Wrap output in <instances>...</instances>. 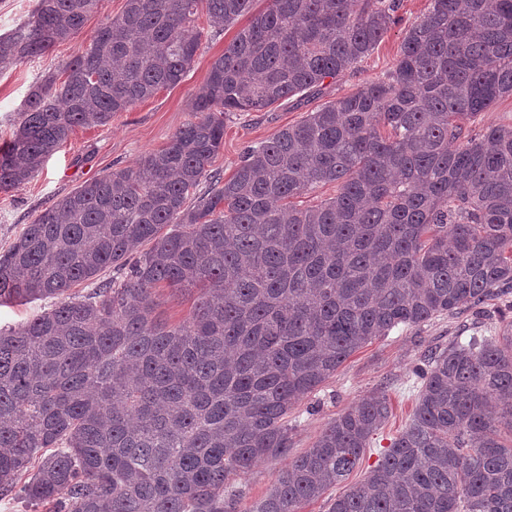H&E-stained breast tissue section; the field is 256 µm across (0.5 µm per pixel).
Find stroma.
I'll return each instance as SVG.
<instances>
[{
  "instance_id": "obj_1",
  "label": "stroma",
  "mask_w": 512,
  "mask_h": 512,
  "mask_svg": "<svg viewBox=\"0 0 512 512\" xmlns=\"http://www.w3.org/2000/svg\"><path fill=\"white\" fill-rule=\"evenodd\" d=\"M125 5L126 0H101L97 12L88 17L79 35L56 44L41 57L0 70V144L10 141L17 130L31 86L50 74L64 79V68L80 46L87 44L105 18L120 16ZM428 7L429 0H400L396 22L379 45L340 77L325 80L321 94L282 101L261 112L227 113L224 147L213 164L214 170L222 177H230L246 146L271 138L280 129L301 122L325 103L383 77L397 59L406 30ZM196 26L202 38L184 81L116 114L106 125L76 129L35 178L18 189L0 192V252L8 249L41 211L85 181L115 168L135 165L146 152L161 149L170 142L189 119L194 94L211 63L223 54L225 45L237 33L233 26L212 33L207 15L202 11L197 14ZM505 312L504 300L492 298L481 306H464L455 313L437 316L417 326H401L372 340L289 414L288 424L292 429L289 456L311 448L325 424L363 397L386 390L391 415L372 437L361 463L347 479L351 485L363 481L384 448L389 447L412 417L420 387L416 370L423 365L427 351L448 347L460 338L496 335ZM288 458L266 459L247 474L231 478V485L243 492L239 512H250L252 505L268 494L278 471L287 466Z\"/></svg>"
}]
</instances>
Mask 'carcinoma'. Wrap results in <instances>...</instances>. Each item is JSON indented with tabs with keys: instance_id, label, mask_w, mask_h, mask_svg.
Returning <instances> with one entry per match:
<instances>
[{
	"instance_id": "obj_1",
	"label": "carcinoma",
	"mask_w": 512,
	"mask_h": 512,
	"mask_svg": "<svg viewBox=\"0 0 512 512\" xmlns=\"http://www.w3.org/2000/svg\"><path fill=\"white\" fill-rule=\"evenodd\" d=\"M99 2L37 0L0 35V69L79 34ZM257 2L127 0L64 81L30 88L0 146L1 192L76 128L181 83L199 5L215 27L248 18L167 147L71 191L0 252V304L56 299L0 329V495L54 512H237L227 481L288 454V414L357 350L512 294V128L468 127L512 97V0H430L383 79L248 146L224 180V114L318 93L398 7ZM333 183L332 198L293 202ZM107 267L123 276L96 281ZM159 288L193 296L186 318L157 313ZM420 380L408 426L328 512H512V321L428 351ZM390 414L380 390L329 421L252 512H300L345 481Z\"/></svg>"
}]
</instances>
